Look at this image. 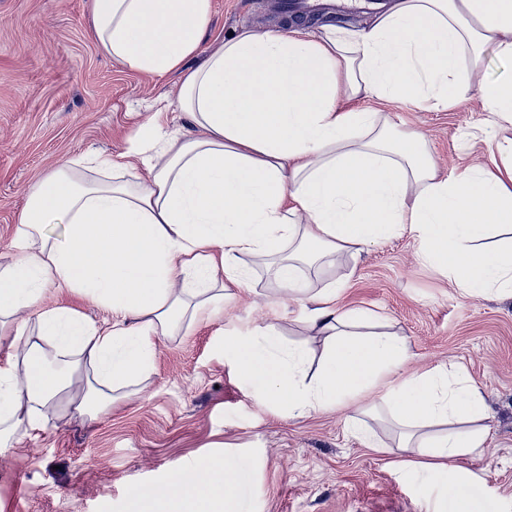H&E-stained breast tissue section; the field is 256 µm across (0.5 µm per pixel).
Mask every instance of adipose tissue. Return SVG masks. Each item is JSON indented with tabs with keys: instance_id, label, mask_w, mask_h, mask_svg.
<instances>
[{
	"instance_id": "obj_1",
	"label": "adipose tissue",
	"mask_w": 512,
	"mask_h": 512,
	"mask_svg": "<svg viewBox=\"0 0 512 512\" xmlns=\"http://www.w3.org/2000/svg\"><path fill=\"white\" fill-rule=\"evenodd\" d=\"M211 9V0H91L105 55L149 77L181 74L180 109L198 134L172 135L157 120L129 140L144 179L128 180L127 164L104 154L66 161L29 190L14 253L0 267V347H25L21 361L0 365V438L38 425L66 392L80 413L111 408L115 388L150 370L159 337L248 281L246 254L274 258L275 280L303 295L302 265L407 229L418 259L452 287L512 294V244L480 247L512 231V141L498 147L502 172L473 164L444 177L417 134L390 135L378 113L343 105L403 98L444 109L475 97L490 124H512V80L476 83L470 73L489 45L512 60V0H393L362 28H245L203 57ZM54 219L64 225L58 238L44 230ZM52 288L90 299L111 324L45 309L28 340L24 314ZM335 294L315 297L308 315L329 340L309 384L299 381L303 352L282 351L275 335L233 342V365L262 401L304 416L358 403L401 369L406 343L353 331L361 313H337ZM82 355L94 379L83 393L72 389ZM382 398L403 447L422 448V469L451 487L436 512H492L482 483L453 465L483 447L486 430L427 431L483 419L481 389L433 370ZM246 478L238 457H205L157 486L131 488L126 509L238 512Z\"/></svg>"
}]
</instances>
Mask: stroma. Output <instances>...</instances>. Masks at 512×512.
<instances>
[{"mask_svg":"<svg viewBox=\"0 0 512 512\" xmlns=\"http://www.w3.org/2000/svg\"><path fill=\"white\" fill-rule=\"evenodd\" d=\"M274 0H212L200 46L208 54L240 27L287 30ZM178 75L150 79L105 56L89 24V0H0V265L26 192L61 163L91 151L124 153L137 127L162 117L169 130L194 127L178 110ZM392 131L415 130L442 175L499 161L478 99L440 110L429 103L356 100ZM404 232L357 254L305 267L312 293L340 285L337 310L357 309L409 347L407 371L441 366L484 394L488 436L481 452L455 464L483 483L494 512H512V297L471 298L415 257ZM251 276L222 309L160 337L152 369L113 392L110 411L82 415L57 400L40 428L21 429L0 454L6 512H125L131 486L148 487L205 456L244 457L251 478L239 512H435L432 476L400 468L419 449L398 445L384 407L314 411L303 417L261 404L224 355L228 335L275 330L308 352L313 377L326 347L307 317L312 304L288 299L266 258H240Z\"/></svg>","mask_w":512,"mask_h":512,"instance_id":"35a3bbf8","label":"stroma"}]
</instances>
